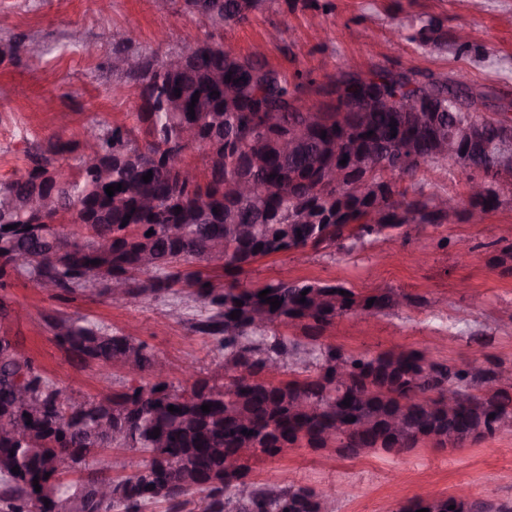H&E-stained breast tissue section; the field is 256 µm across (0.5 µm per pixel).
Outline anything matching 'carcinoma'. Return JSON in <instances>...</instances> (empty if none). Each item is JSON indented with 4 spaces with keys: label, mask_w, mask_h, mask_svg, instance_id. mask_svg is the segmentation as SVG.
<instances>
[{
    "label": "carcinoma",
    "mask_w": 512,
    "mask_h": 512,
    "mask_svg": "<svg viewBox=\"0 0 512 512\" xmlns=\"http://www.w3.org/2000/svg\"><path fill=\"white\" fill-rule=\"evenodd\" d=\"M211 2L208 24L222 27L248 21L269 0ZM442 37V20L429 16L408 39L441 48ZM195 43L187 72L167 65L176 50L162 57L141 54L137 68L123 70L140 80L139 112L131 127L87 130L100 142L97 170L85 169L81 159L69 169L57 167L54 157L74 150L57 141L30 155L15 178L0 182V279L23 276L58 298H91L117 280L126 285L124 298L141 302L187 293L208 309L194 331L217 343L224 364L188 388L156 378L78 402L22 355L11 337L0 335V512H142L151 502L166 504V512H185L196 492L203 494L201 512H282L286 501L292 512H332L323 507L328 498L312 488L254 481L251 460L278 457L283 448H351L349 458L400 454L430 440L440 448H462L495 435L497 421L512 420V386L488 388L493 368L503 365L499 359L488 357L485 367L473 370L465 360L434 362L416 349L355 354L323 342L338 318L386 315L410 301L397 289L362 294L342 284L240 282L267 256L342 240L363 245L371 237L448 221L450 213L431 212L443 196L418 179L426 167L449 163L467 183L487 181L489 193L468 198V205L485 213L497 208L500 180L512 179V162L479 159L464 147L448 156L439 142L460 124L496 139L493 123L512 112V104L484 114L463 83L413 66L370 72L369 86L387 100L384 105L365 85L352 89L340 71L328 83L337 102L313 109L301 98L302 75L289 80L257 51L242 56L210 38ZM227 78L239 80L231 100L224 98ZM191 122L203 130L196 148L204 160L192 193L177 149ZM303 123L310 139L284 153L281 140ZM365 153L378 157L368 171L355 167ZM344 158L346 164L336 166ZM338 168L342 178L336 183L326 173ZM149 172L146 183L142 176ZM38 173L47 175L55 213L31 225L26 186ZM245 177L261 179L266 193L241 194L238 182ZM117 183L122 190L108 196L106 188ZM63 224L71 231H62ZM19 253L30 257L24 268L12 264ZM203 259L221 263L222 287L193 268ZM490 264L512 274V244L501 247ZM266 289L282 301L274 311L258 297ZM237 309L241 314L231 318ZM44 323L81 365L117 364L153 375L158 357L143 341L84 319L47 315ZM279 326L299 328L306 343L276 332ZM301 352L308 356L302 377L266 376L267 361L280 360L284 371ZM448 381L463 392L452 411L440 387ZM19 389L28 400L15 399ZM347 398L348 407L342 405ZM204 404L210 412H202ZM171 405L178 411H168ZM349 415L367 424L350 440L334 433L336 422ZM396 418L403 424L398 432L390 427ZM6 424L25 426L27 437H14ZM112 448L130 453L128 475L90 467L91 457ZM65 454L73 462L68 471L61 467ZM69 475L76 479L62 484ZM104 484L112 486L107 500L98 498Z\"/></svg>",
    "instance_id": "cac0c4a2"
}]
</instances>
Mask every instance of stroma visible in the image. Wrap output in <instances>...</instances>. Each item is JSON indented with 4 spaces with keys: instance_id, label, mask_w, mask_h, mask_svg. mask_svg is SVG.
Masks as SVG:
<instances>
[{
    "instance_id": "obj_1",
    "label": "stroma",
    "mask_w": 512,
    "mask_h": 512,
    "mask_svg": "<svg viewBox=\"0 0 512 512\" xmlns=\"http://www.w3.org/2000/svg\"><path fill=\"white\" fill-rule=\"evenodd\" d=\"M438 16L448 31L465 29L479 55L434 51L405 40L417 18ZM205 28L183 12L180 0L158 10L154 0H0V181L24 170L29 154L50 141L77 144L88 126L134 124L138 85L114 72L115 52L148 54L179 49ZM240 54L262 46L266 62L288 76L302 75L305 105L339 66L358 73L414 65L464 82L483 97L484 111L512 99V0H331L316 12L305 0H270L249 21L211 33ZM512 242V203L503 202L485 222L458 216L410 236L351 247L281 254L260 259L242 281L280 279L342 283L369 293L398 288L422 296L427 306L402 305L389 315L337 319L324 341L353 353L414 348L433 361L486 356L512 364V275L490 265L497 244ZM0 301L10 309L0 321L20 350L66 396L109 394L147 374L72 361L44 325L45 315L82 318L146 342L167 364L166 378L189 387L197 373L213 370L221 356L210 337L195 333L205 307L182 297L180 319L169 302H112L108 296L54 298L24 277L0 280ZM260 483L307 486L331 500L335 512H395L415 496L466 490L474 502L512 505V437H490L453 451L418 448L404 455L341 458L292 448L281 458L258 457Z\"/></svg>"
}]
</instances>
